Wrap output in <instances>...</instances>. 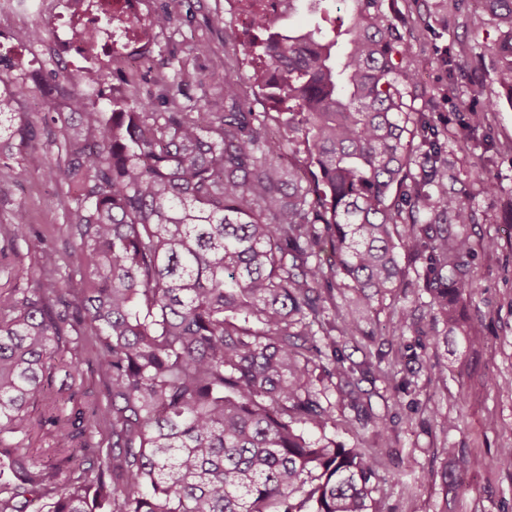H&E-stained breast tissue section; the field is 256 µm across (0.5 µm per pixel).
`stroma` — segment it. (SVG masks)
Segmentation results:
<instances>
[{
  "label": "stroma",
  "instance_id": "obj_1",
  "mask_svg": "<svg viewBox=\"0 0 512 512\" xmlns=\"http://www.w3.org/2000/svg\"><path fill=\"white\" fill-rule=\"evenodd\" d=\"M377 7L420 63L419 95L411 105L443 133L441 159L473 211L465 227L475 255L473 287L463 304L481 343L435 340L426 298L413 288L395 289L373 314L366 336L343 345L352 360L371 356L380 370L362 382L360 405L327 391L335 408L326 433L377 457L379 512H512V470L476 464L512 447V99L482 79L498 61L494 45L502 34L475 0L460 6L454 0H378ZM223 8L224 0H184L179 19L158 33L140 97L159 94L156 72L209 70L227 55L237 59L241 76L251 75L241 47L225 45L223 32L206 22ZM463 49L471 65L449 70L448 60ZM488 97L498 99V110L468 126L471 111ZM28 148L44 156L43 166L19 186L0 180V221L22 207L33 227L28 240L0 238V253L14 258L18 269L14 276L0 273L2 289L25 283V271L37 267L45 246L71 247L58 205L65 187L46 174L62 162L49 130L38 129ZM490 241L495 248L489 253ZM402 317L410 327L393 335L392 324ZM446 468L456 472L458 487H445Z\"/></svg>",
  "mask_w": 512,
  "mask_h": 512
}]
</instances>
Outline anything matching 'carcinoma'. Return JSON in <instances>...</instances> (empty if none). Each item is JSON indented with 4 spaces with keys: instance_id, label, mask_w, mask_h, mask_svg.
I'll return each instance as SVG.
<instances>
[{
    "instance_id": "obj_1",
    "label": "carcinoma",
    "mask_w": 512,
    "mask_h": 512,
    "mask_svg": "<svg viewBox=\"0 0 512 512\" xmlns=\"http://www.w3.org/2000/svg\"><path fill=\"white\" fill-rule=\"evenodd\" d=\"M341 2L312 28L255 20L253 79L274 114L253 111L226 63L161 76L162 109L126 79L110 112L75 94L72 112L42 115L59 127L64 160L47 175L66 185L79 263L46 246L26 287L0 290V512H375L376 458L325 434L318 386L342 378L356 405L379 370L336 340L365 327L335 291L371 309L413 285L432 320L475 343L460 310L473 214L425 113L407 111L417 66L403 36L376 0ZM478 2L512 36V0ZM175 21L168 5L152 15L160 30ZM499 55L491 81L512 92V39ZM24 66L0 63V139L22 144L35 135L16 111ZM216 81L224 111L187 100ZM284 113L303 146L286 158L266 135ZM41 164L29 154L0 179ZM30 233L22 207L0 222V238ZM34 435L48 447L24 445ZM482 466L512 468V448Z\"/></svg>"
}]
</instances>
